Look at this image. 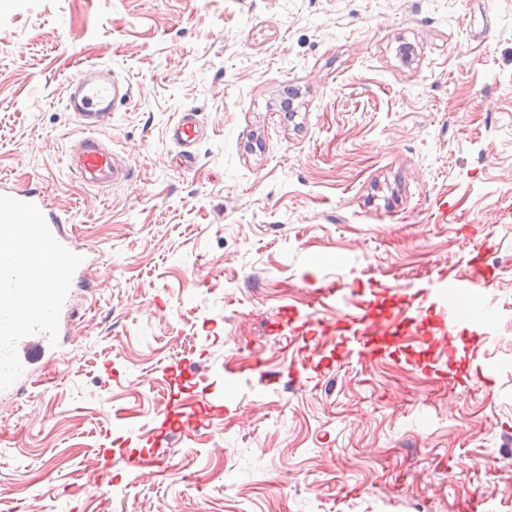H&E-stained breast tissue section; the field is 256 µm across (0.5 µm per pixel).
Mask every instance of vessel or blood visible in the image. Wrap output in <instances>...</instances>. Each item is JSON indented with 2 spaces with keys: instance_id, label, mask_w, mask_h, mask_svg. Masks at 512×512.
Returning <instances> with one entry per match:
<instances>
[{
  "instance_id": "vessel-or-blood-1",
  "label": "vessel or blood",
  "mask_w": 512,
  "mask_h": 512,
  "mask_svg": "<svg viewBox=\"0 0 512 512\" xmlns=\"http://www.w3.org/2000/svg\"><path fill=\"white\" fill-rule=\"evenodd\" d=\"M132 94L131 86L115 80L83 76L71 84L66 99L68 111L77 113L88 128L68 158V167L80 180L110 186L119 170L111 148L99 130L114 110ZM170 138L182 149V162L192 166L200 138L195 111L181 113L170 129ZM89 249L65 231L60 213L50 208L44 192L0 183V394L11 392L20 376L29 374L35 359L44 357L72 310L77 289L86 287L91 266ZM483 266L474 263L469 282L480 281ZM448 305L438 314L441 326L453 324L460 314L459 300L468 293L469 282L444 273ZM391 328L387 318L364 310L357 321L358 353L373 357L369 341Z\"/></svg>"
}]
</instances>
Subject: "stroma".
<instances>
[{
  "label": "stroma",
  "mask_w": 512,
  "mask_h": 512,
  "mask_svg": "<svg viewBox=\"0 0 512 512\" xmlns=\"http://www.w3.org/2000/svg\"><path fill=\"white\" fill-rule=\"evenodd\" d=\"M90 66L132 85L109 188L66 166ZM1 177L98 257L56 388L0 396L15 512H512V0H0ZM475 252L480 314L423 344ZM333 282L407 309L375 360ZM198 114L193 110L181 112L170 128L171 140L182 148V164L191 167L194 163V148L201 137Z\"/></svg>",
  "instance_id": "obj_1"
}]
</instances>
